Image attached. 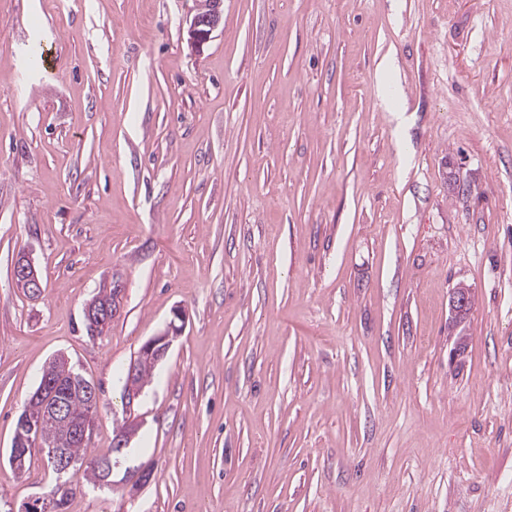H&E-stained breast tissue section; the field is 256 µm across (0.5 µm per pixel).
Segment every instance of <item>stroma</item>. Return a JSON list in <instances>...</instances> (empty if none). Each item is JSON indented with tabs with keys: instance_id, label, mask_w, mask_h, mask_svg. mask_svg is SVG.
<instances>
[{
	"instance_id": "obj_1",
	"label": "stroma",
	"mask_w": 512,
	"mask_h": 512,
	"mask_svg": "<svg viewBox=\"0 0 512 512\" xmlns=\"http://www.w3.org/2000/svg\"><path fill=\"white\" fill-rule=\"evenodd\" d=\"M193 9L0 0V512L52 483L8 463L46 363L110 454L178 310L121 465L150 481L67 512H512V0H224L198 52ZM13 279L16 288L31 297H38L43 291L42 279L33 261L25 254L16 260L13 268ZM83 387L86 398L88 399L89 405L91 406V411H93L95 408H97L99 401L97 387L92 382L84 383ZM85 394L80 391L78 387H76L74 391L70 393V407L73 415L76 418H82L89 412V406L87 405Z\"/></svg>"
}]
</instances>
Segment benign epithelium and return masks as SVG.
Wrapping results in <instances>:
<instances>
[{
    "instance_id": "benign-epithelium-1",
    "label": "benign epithelium",
    "mask_w": 512,
    "mask_h": 512,
    "mask_svg": "<svg viewBox=\"0 0 512 512\" xmlns=\"http://www.w3.org/2000/svg\"><path fill=\"white\" fill-rule=\"evenodd\" d=\"M223 14L224 0H198L197 11L188 28L190 43L195 46L204 44L221 23ZM13 279L15 286L31 297H37L43 291L40 273L33 261L26 255H22L16 260ZM472 296L471 288L464 285L455 287L450 299L452 309L467 317L470 316ZM179 331V327L173 324L169 325L167 330L144 342L139 348L137 358L130 363L124 389L126 417L123 429L115 434L112 451L118 454L122 453L141 424L139 416L135 414V406L141 400L145 389V385L137 380L139 360L148 358L156 363L162 360ZM61 364H68V360L63 355L54 357L48 363V367L43 370L39 387L25 403L20 416L16 444L17 447L26 449V452L16 451L10 458V465L17 473H21L25 469L27 452L39 449L48 452L50 463L59 478L71 476L73 475V460L68 454L69 444L75 439L86 441L90 437L91 429L88 425L71 423L67 385L49 373V367ZM35 402L40 403L43 412L69 426V431L64 437L54 442L42 440L37 418L31 413V404ZM151 472L152 468L146 466L136 474L127 477L126 493L130 496L135 495L146 483ZM56 510H58L57 497L47 493L35 496L25 502L19 512H56Z\"/></svg>"
}]
</instances>
